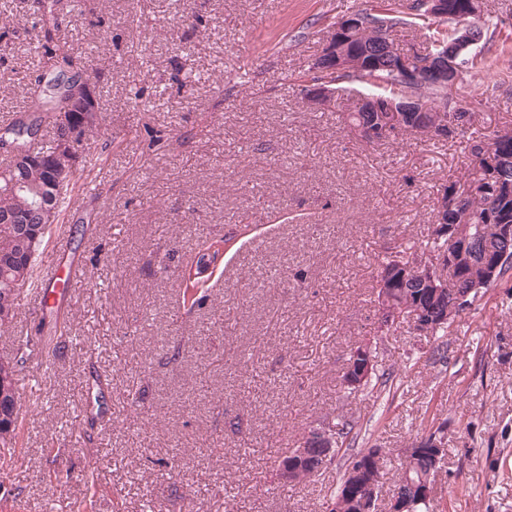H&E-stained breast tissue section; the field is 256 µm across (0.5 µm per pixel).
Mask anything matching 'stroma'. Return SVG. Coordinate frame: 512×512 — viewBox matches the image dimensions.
Instances as JSON below:
<instances>
[{
    "mask_svg": "<svg viewBox=\"0 0 512 512\" xmlns=\"http://www.w3.org/2000/svg\"><path fill=\"white\" fill-rule=\"evenodd\" d=\"M506 32L464 70L476 135L512 125V0H486ZM377 0H0L17 24L0 60V119L38 91L35 49L67 42L102 124L38 255L81 261L85 284L38 309L23 289L0 357L23 354L13 469L0 512H328L349 459L441 430L428 512H512V272L438 341L383 327L380 265L432 250L437 201L467 137L367 143L310 105L312 61L332 25ZM93 195H84L88 186ZM224 253L188 293L198 243ZM370 346L381 397L344 389ZM356 423L315 481L279 483L278 460L316 428Z\"/></svg>",
    "mask_w": 512,
    "mask_h": 512,
    "instance_id": "stroma-1",
    "label": "stroma"
}]
</instances>
